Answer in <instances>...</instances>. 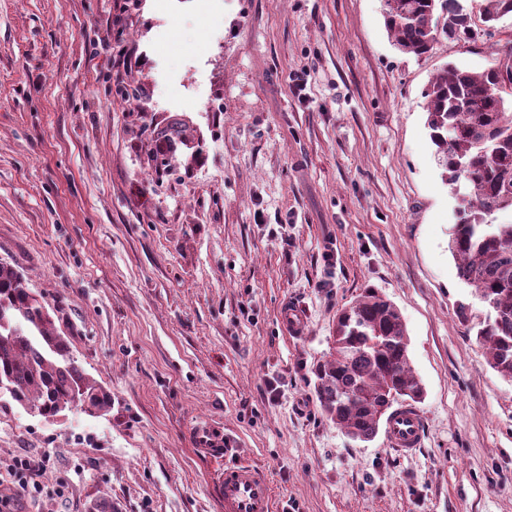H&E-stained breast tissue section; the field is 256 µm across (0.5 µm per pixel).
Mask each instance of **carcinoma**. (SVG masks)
<instances>
[{"label": "carcinoma", "mask_w": 512, "mask_h": 512, "mask_svg": "<svg viewBox=\"0 0 512 512\" xmlns=\"http://www.w3.org/2000/svg\"><path fill=\"white\" fill-rule=\"evenodd\" d=\"M458 0H385V24L396 48L429 53L438 33L470 41L491 37L512 0H484L483 27L457 11ZM426 124L445 180L454 187L457 222L449 249L457 276L487 307L483 317L458 303L461 323L476 330L489 365L512 380V223L491 216L512 210V65L471 72L452 63L425 89ZM465 165L460 170L459 165ZM314 389L326 417L365 442L404 391L422 394L409 358L406 324L374 288L336 318L329 359L315 371ZM20 407L53 421L75 400L100 417L112 394L90 379L55 329L20 271L0 263V391Z\"/></svg>", "instance_id": "1"}]
</instances>
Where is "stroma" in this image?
Listing matches in <instances>:
<instances>
[{
    "mask_svg": "<svg viewBox=\"0 0 512 512\" xmlns=\"http://www.w3.org/2000/svg\"><path fill=\"white\" fill-rule=\"evenodd\" d=\"M384 9L0 0V262L112 393L110 414L54 422L0 397V478L50 458L22 512H220L205 424L269 476L278 512H512V381L457 315L484 306L448 249L424 96L446 63L492 66L512 17L418 58ZM368 288L400 310L425 388L409 456L352 440L314 390L338 311ZM280 319L286 333L292 337H301L306 333V323L299 311L286 302L281 308Z\"/></svg>",
    "mask_w": 512,
    "mask_h": 512,
    "instance_id": "obj_1",
    "label": "stroma"
}]
</instances>
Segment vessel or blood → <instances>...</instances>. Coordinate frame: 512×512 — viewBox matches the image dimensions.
<instances>
[{
    "label": "vessel or blood",
    "instance_id": "vessel-or-blood-1",
    "mask_svg": "<svg viewBox=\"0 0 512 512\" xmlns=\"http://www.w3.org/2000/svg\"><path fill=\"white\" fill-rule=\"evenodd\" d=\"M280 319L289 336L305 334L306 323L294 306L283 305ZM424 432L423 416L414 406L399 404L388 417L387 443L400 454L409 455L420 448ZM204 442L207 459L223 464L217 493L224 512H273V489L267 476L253 466L227 461L232 443L223 433L207 432Z\"/></svg>",
    "mask_w": 512,
    "mask_h": 512
}]
</instances>
